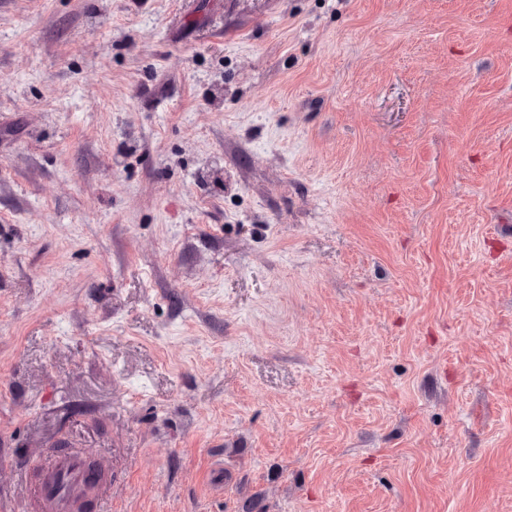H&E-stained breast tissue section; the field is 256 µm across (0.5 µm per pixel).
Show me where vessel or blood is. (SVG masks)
Listing matches in <instances>:
<instances>
[{
	"label": "vessel or blood",
	"instance_id": "vessel-or-blood-1",
	"mask_svg": "<svg viewBox=\"0 0 512 512\" xmlns=\"http://www.w3.org/2000/svg\"><path fill=\"white\" fill-rule=\"evenodd\" d=\"M92 486L82 453L58 454L41 464L30 504L39 508L50 506L54 512H71L75 498Z\"/></svg>",
	"mask_w": 512,
	"mask_h": 512
}]
</instances>
